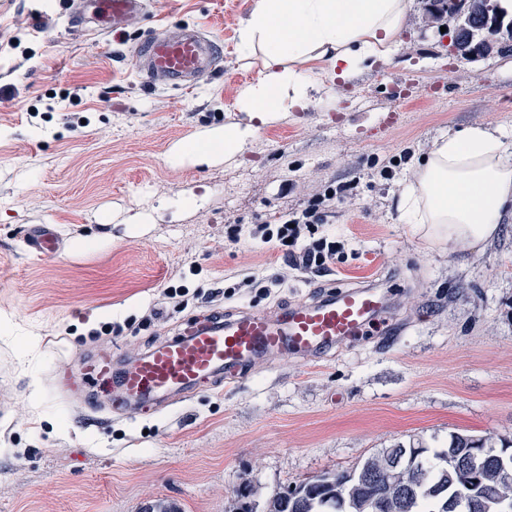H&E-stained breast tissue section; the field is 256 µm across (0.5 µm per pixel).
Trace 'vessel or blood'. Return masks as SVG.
<instances>
[{
  "label": "vessel or blood",
  "instance_id": "1",
  "mask_svg": "<svg viewBox=\"0 0 512 512\" xmlns=\"http://www.w3.org/2000/svg\"><path fill=\"white\" fill-rule=\"evenodd\" d=\"M145 14L146 0H81L79 7L83 21L115 32ZM134 56L146 83L189 92L218 68L224 47L186 26L176 33L151 34L135 46ZM24 240L42 258L61 249L48 224L33 225ZM389 307L388 295L370 284L339 288L271 311H207L183 321L175 336L134 359L89 356L81 374L111 397L113 410H159L202 386L238 382L258 363L285 354L316 359L353 344L381 326Z\"/></svg>",
  "mask_w": 512,
  "mask_h": 512
}]
</instances>
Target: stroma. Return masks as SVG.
<instances>
[{
  "instance_id": "obj_1",
  "label": "stroma",
  "mask_w": 512,
  "mask_h": 512,
  "mask_svg": "<svg viewBox=\"0 0 512 512\" xmlns=\"http://www.w3.org/2000/svg\"><path fill=\"white\" fill-rule=\"evenodd\" d=\"M72 2L0 0V512H143L158 498L234 512L244 481L263 505L397 443L512 435V217L453 250L398 211L442 134L512 132V50L449 55L431 0H415L391 63L343 82L311 61L305 110L261 126L243 154L178 158L244 120L239 90L265 72L262 48L239 44L258 0H148L117 38L73 24ZM176 23L224 43L222 67L187 93L145 84L131 54ZM394 108L398 125L379 132ZM351 179L328 209L324 231L343 245L329 268L292 269L262 242L263 219ZM35 224L53 225L58 255L28 250ZM80 238L94 249L74 251ZM362 283L389 289L390 335L315 362L282 356L159 414H117L53 383L99 350L135 357L205 311Z\"/></svg>"
}]
</instances>
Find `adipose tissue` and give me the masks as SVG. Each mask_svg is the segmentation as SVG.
Masks as SVG:
<instances>
[{
  "instance_id": "ef3b65f1",
  "label": "adipose tissue",
  "mask_w": 512,
  "mask_h": 512,
  "mask_svg": "<svg viewBox=\"0 0 512 512\" xmlns=\"http://www.w3.org/2000/svg\"><path fill=\"white\" fill-rule=\"evenodd\" d=\"M414 0H259L240 33L242 48L259 44L266 74L243 88L245 122L211 130L178 154L227 158L244 151L260 125L310 101L302 64L328 61L337 77L388 61L397 50ZM291 67H284V60ZM400 217L428 241L461 247L495 235L512 212V144L482 126L449 132L421 162L399 197Z\"/></svg>"
}]
</instances>
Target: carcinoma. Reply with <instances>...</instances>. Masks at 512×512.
Masks as SVG:
<instances>
[{
	"instance_id": "obj_1",
	"label": "carcinoma",
	"mask_w": 512,
	"mask_h": 512,
	"mask_svg": "<svg viewBox=\"0 0 512 512\" xmlns=\"http://www.w3.org/2000/svg\"><path fill=\"white\" fill-rule=\"evenodd\" d=\"M446 9L431 12L440 23L463 11L471 30L490 32L486 19L497 13L491 0H444ZM512 455V436L475 438L452 432L448 447L429 453L423 467L390 463L411 448L395 444L367 457L360 465L328 471L294 486H285L266 503V512H452V499L473 503L472 512H512V476L503 475L498 459L488 458L478 469L468 459L481 448ZM237 512H256L253 489L247 482L235 490Z\"/></svg>"
}]
</instances>
